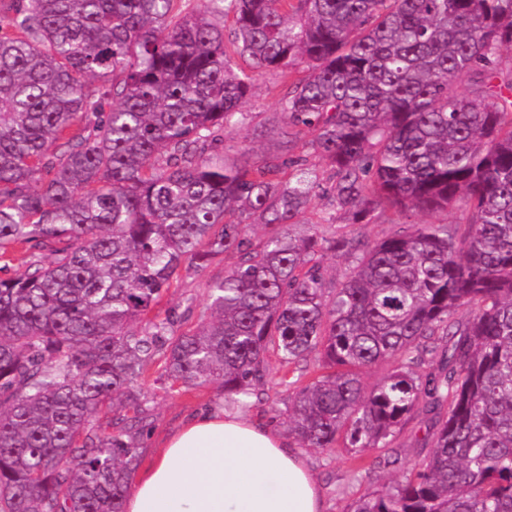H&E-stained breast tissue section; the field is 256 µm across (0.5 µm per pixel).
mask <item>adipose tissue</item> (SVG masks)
<instances>
[{
	"label": "adipose tissue",
	"instance_id": "adipose-tissue-1",
	"mask_svg": "<svg viewBox=\"0 0 512 512\" xmlns=\"http://www.w3.org/2000/svg\"><path fill=\"white\" fill-rule=\"evenodd\" d=\"M126 512H323L320 490L292 442L240 413L184 422L140 476Z\"/></svg>",
	"mask_w": 512,
	"mask_h": 512
}]
</instances>
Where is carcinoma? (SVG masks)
Instances as JSON below:
<instances>
[{
    "mask_svg": "<svg viewBox=\"0 0 512 512\" xmlns=\"http://www.w3.org/2000/svg\"><path fill=\"white\" fill-rule=\"evenodd\" d=\"M204 4L0 0V258L34 253L0 278V512H124L151 366L244 411L272 354L302 448L388 466L432 415L430 457L347 512H512V0ZM297 63L288 155L228 159L253 82ZM461 198L459 224L336 232ZM328 252L353 257L337 284ZM228 253L196 327L159 310ZM353 230L371 241H379L400 230L397 224H390L386 216L375 217L369 224H353L343 231Z\"/></svg>",
    "mask_w": 512,
    "mask_h": 512,
    "instance_id": "cac0c4a2",
    "label": "carcinoma"
}]
</instances>
